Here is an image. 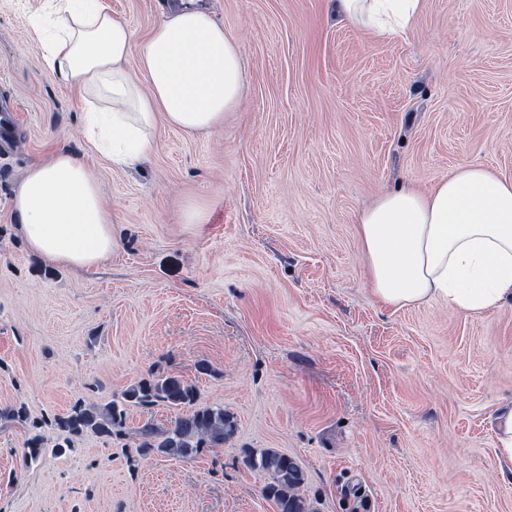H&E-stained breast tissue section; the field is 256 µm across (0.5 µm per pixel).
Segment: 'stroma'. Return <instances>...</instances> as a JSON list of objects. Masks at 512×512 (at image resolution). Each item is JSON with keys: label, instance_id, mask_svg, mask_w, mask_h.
<instances>
[{"label": "stroma", "instance_id": "obj_1", "mask_svg": "<svg viewBox=\"0 0 512 512\" xmlns=\"http://www.w3.org/2000/svg\"><path fill=\"white\" fill-rule=\"evenodd\" d=\"M144 36L161 0H103ZM45 0H0V512H277L246 450L293 457L312 512H512L497 408L512 401V305L395 308L371 292L362 207L463 164L512 178V0H425L379 40L330 0H209L240 44L245 95L222 127L161 130L120 170L93 151L81 96L31 44ZM63 148L97 174L118 244L75 272L33 255L11 209L29 164ZM206 221L188 224L189 207ZM195 386L236 423L190 459H133L122 435L66 437L150 373ZM42 438L27 461L26 441ZM63 453H56L57 444Z\"/></svg>", "mask_w": 512, "mask_h": 512}]
</instances>
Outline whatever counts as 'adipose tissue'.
I'll return each mask as SVG.
<instances>
[{
  "instance_id": "1",
  "label": "adipose tissue",
  "mask_w": 512,
  "mask_h": 512,
  "mask_svg": "<svg viewBox=\"0 0 512 512\" xmlns=\"http://www.w3.org/2000/svg\"><path fill=\"white\" fill-rule=\"evenodd\" d=\"M30 39L47 73L76 90L89 145L124 169L150 155L161 128L211 131L245 87L240 44L204 0H164L145 39L99 0H48ZM425 0H334L377 37L406 33ZM138 71L130 73V54ZM13 210L29 250L51 266L90 269L117 246L115 215L94 171L58 149L28 166ZM373 295L393 307L439 302L481 314L512 302V179L457 167L432 188L380 195L356 219Z\"/></svg>"
}]
</instances>
